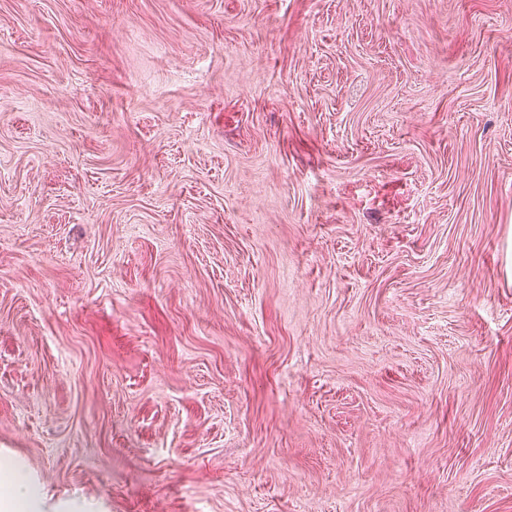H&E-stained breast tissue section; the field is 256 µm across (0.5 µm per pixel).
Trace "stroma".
I'll return each mask as SVG.
<instances>
[{
	"label": "stroma",
	"instance_id": "35a3bbf8",
	"mask_svg": "<svg viewBox=\"0 0 512 512\" xmlns=\"http://www.w3.org/2000/svg\"><path fill=\"white\" fill-rule=\"evenodd\" d=\"M512 512V0H0V501Z\"/></svg>",
	"mask_w": 512,
	"mask_h": 512
}]
</instances>
